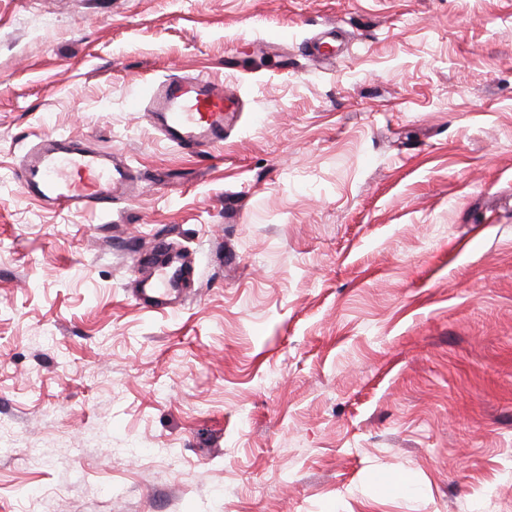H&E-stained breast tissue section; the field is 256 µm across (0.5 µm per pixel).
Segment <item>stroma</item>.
Wrapping results in <instances>:
<instances>
[{
	"mask_svg": "<svg viewBox=\"0 0 512 512\" xmlns=\"http://www.w3.org/2000/svg\"><path fill=\"white\" fill-rule=\"evenodd\" d=\"M197 73L207 156L130 108ZM49 135L137 187L30 198ZM49 501L512 512V0H0V512ZM169 269L160 268L156 275L146 279L139 289L138 299L145 305L154 308H166L169 295L182 277L183 268L180 258L176 255L175 261Z\"/></svg>",
	"mask_w": 512,
	"mask_h": 512,
	"instance_id": "1",
	"label": "stroma"
}]
</instances>
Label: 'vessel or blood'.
Returning <instances> with one entry per match:
<instances>
[{"instance_id": "vessel-or-blood-1", "label": "vessel or blood", "mask_w": 512, "mask_h": 512, "mask_svg": "<svg viewBox=\"0 0 512 512\" xmlns=\"http://www.w3.org/2000/svg\"><path fill=\"white\" fill-rule=\"evenodd\" d=\"M133 111L150 113L155 125L172 142L206 154L223 143L226 129L240 110L237 96L205 75L172 77L155 86ZM25 194L62 210L112 208L117 189L130 188L134 172L116 163L111 154L75 143L69 137H48L34 146L18 168ZM183 274L181 265L158 269L143 281L139 300L150 307H166Z\"/></svg>"}]
</instances>
